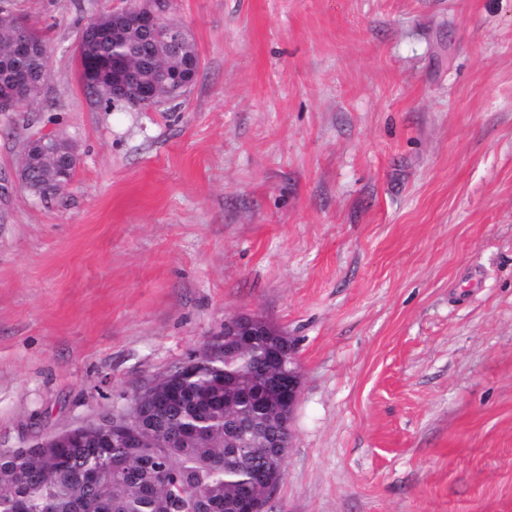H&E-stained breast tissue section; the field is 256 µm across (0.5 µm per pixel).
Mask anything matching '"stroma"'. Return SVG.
<instances>
[{"mask_svg":"<svg viewBox=\"0 0 512 512\" xmlns=\"http://www.w3.org/2000/svg\"><path fill=\"white\" fill-rule=\"evenodd\" d=\"M0 112V448L96 420L256 315L302 375L268 512H512V0H172L201 67L101 109L75 35ZM80 165L40 201L23 142ZM28 144L43 147V155L40 157V160L46 156L52 158L55 152V145L58 147V150L64 156L66 163L65 168L61 167L57 175V179L62 185H64V188L61 190L62 192L70 183L79 163V156L73 144L56 133H41L34 135L28 139Z\"/></svg>","mask_w":512,"mask_h":512,"instance_id":"stroma-1","label":"stroma"}]
</instances>
